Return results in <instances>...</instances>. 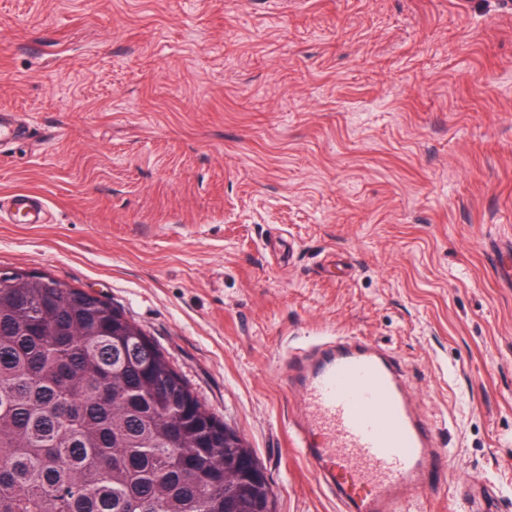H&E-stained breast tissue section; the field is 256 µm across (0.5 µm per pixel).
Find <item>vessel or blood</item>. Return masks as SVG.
<instances>
[{
    "instance_id": "b4317fda",
    "label": "vessel or blood",
    "mask_w": 512,
    "mask_h": 512,
    "mask_svg": "<svg viewBox=\"0 0 512 512\" xmlns=\"http://www.w3.org/2000/svg\"><path fill=\"white\" fill-rule=\"evenodd\" d=\"M42 198L18 193L12 222L39 224ZM306 410L292 436L340 512H404L408 489L429 484L440 459L394 359L362 340L330 336L290 355Z\"/></svg>"
}]
</instances>
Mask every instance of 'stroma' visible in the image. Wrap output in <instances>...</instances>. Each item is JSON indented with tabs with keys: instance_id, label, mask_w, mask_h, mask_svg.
<instances>
[{
	"instance_id": "1",
	"label": "stroma",
	"mask_w": 512,
	"mask_h": 512,
	"mask_svg": "<svg viewBox=\"0 0 512 512\" xmlns=\"http://www.w3.org/2000/svg\"><path fill=\"white\" fill-rule=\"evenodd\" d=\"M0 269L99 294L246 440L277 512L288 352L393 351L448 451L407 512H512V0H0ZM45 202L42 198L18 193L12 197L8 218L11 223L44 224Z\"/></svg>"
}]
</instances>
